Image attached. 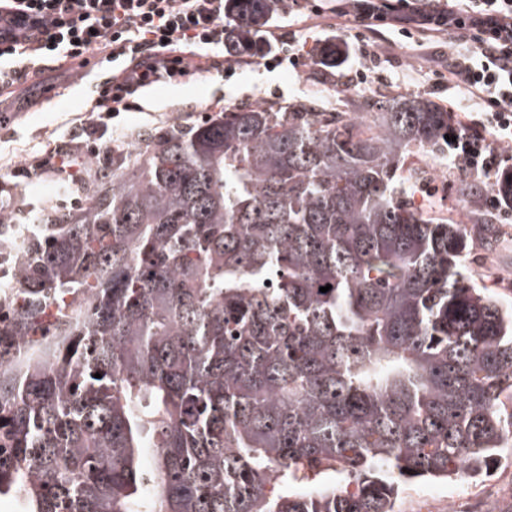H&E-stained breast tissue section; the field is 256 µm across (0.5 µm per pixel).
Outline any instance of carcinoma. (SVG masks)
Wrapping results in <instances>:
<instances>
[{
  "label": "carcinoma",
  "mask_w": 512,
  "mask_h": 512,
  "mask_svg": "<svg viewBox=\"0 0 512 512\" xmlns=\"http://www.w3.org/2000/svg\"><path fill=\"white\" fill-rule=\"evenodd\" d=\"M276 2L224 0L237 55L261 52ZM345 58L327 44L316 66ZM371 108H224L85 167L80 204L3 259L20 291L0 319V499L396 512L405 484L497 466L512 312L465 275L464 228L396 195L453 117L425 95ZM491 190L512 209V170ZM17 236L0 210V245Z\"/></svg>",
  "instance_id": "carcinoma-1"
}]
</instances>
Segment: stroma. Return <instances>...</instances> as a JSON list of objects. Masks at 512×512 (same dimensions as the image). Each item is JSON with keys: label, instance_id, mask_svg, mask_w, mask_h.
I'll list each match as a JSON object with an SVG mask.
<instances>
[{"label": "stroma", "instance_id": "stroma-1", "mask_svg": "<svg viewBox=\"0 0 512 512\" xmlns=\"http://www.w3.org/2000/svg\"><path fill=\"white\" fill-rule=\"evenodd\" d=\"M329 0H297L287 6L264 28L263 37L273 32L288 34L291 52L309 54L318 44L347 45L349 58L341 68L349 74L355 66L366 67L368 81L350 87L349 94L359 100H376L398 94H426L439 104H447L453 94L448 83V63L463 53L461 40L447 34L427 36L413 32L402 36L390 20L367 19L339 22L329 11ZM315 65L295 70L267 69L261 57H245L236 62L232 78L215 68L178 81H162L145 88L135 98L136 106L118 114L112 128L118 137L104 143L97 164L111 160L113 147L127 148L137 134L174 122L189 123L202 113L223 107L256 104H288L297 100L314 101L320 109L337 107L332 87L317 80ZM93 102L83 81L65 68L50 66L30 79L20 96L0 102L8 110L0 122V207L14 212L17 222L34 223L43 203L61 207L76 205L79 195L74 179L48 171L28 180L14 177L15 168L57 153L63 140L82 141L83 131L92 120ZM426 174L409 184L406 200L433 218L453 217L464 221L473 248L465 265L476 287L488 289L502 303L512 305V232L485 235L484 224L502 228L506 221L491 211L484 196L468 197L467 189L477 178L456 163L453 153L435 158L421 153L411 158ZM476 209L482 223L468 221L469 209ZM512 484V456L503 455L492 470L489 481L451 480L435 483L439 493L468 497L483 491L491 493Z\"/></svg>", "mask_w": 512, "mask_h": 512}]
</instances>
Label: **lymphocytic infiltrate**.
<instances>
[{"label": "lymphocytic infiltrate", "mask_w": 512, "mask_h": 512, "mask_svg": "<svg viewBox=\"0 0 512 512\" xmlns=\"http://www.w3.org/2000/svg\"><path fill=\"white\" fill-rule=\"evenodd\" d=\"M18 33L0 48V85L22 84L47 65L63 64L90 51L112 59L111 81L98 92L86 146L99 155L98 135L110 120L132 108L141 89L210 70L224 52V0H0ZM425 25L465 35L469 52L456 56L448 80L478 110L464 118L465 131L452 147L482 179L512 160V0H448L428 7ZM482 135L472 139L471 127Z\"/></svg>", "instance_id": "1"}]
</instances>
